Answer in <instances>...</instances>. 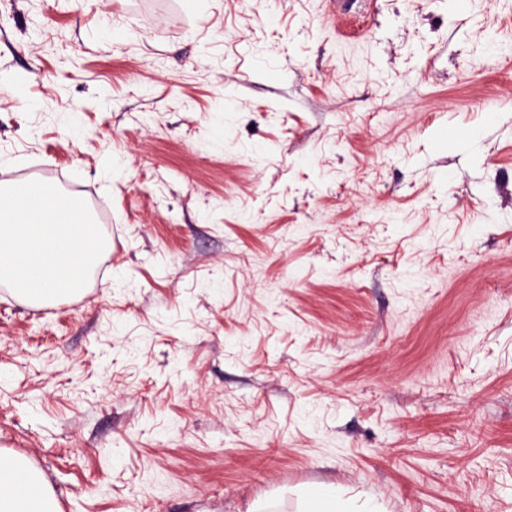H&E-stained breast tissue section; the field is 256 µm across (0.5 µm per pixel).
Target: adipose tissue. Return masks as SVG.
Here are the masks:
<instances>
[{
    "instance_id": "ef3b65f1",
    "label": "adipose tissue",
    "mask_w": 512,
    "mask_h": 512,
    "mask_svg": "<svg viewBox=\"0 0 512 512\" xmlns=\"http://www.w3.org/2000/svg\"><path fill=\"white\" fill-rule=\"evenodd\" d=\"M0 512H59L57 499L21 456L0 451Z\"/></svg>"
}]
</instances>
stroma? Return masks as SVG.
I'll return each mask as SVG.
<instances>
[{
    "instance_id": "35a3bbf8",
    "label": "stroma",
    "mask_w": 512,
    "mask_h": 512,
    "mask_svg": "<svg viewBox=\"0 0 512 512\" xmlns=\"http://www.w3.org/2000/svg\"><path fill=\"white\" fill-rule=\"evenodd\" d=\"M0 0V183L106 206L0 286L60 512H512V0ZM305 512H374L377 511L366 502L355 506L343 491L329 486L317 493H309L305 503Z\"/></svg>"
}]
</instances>
